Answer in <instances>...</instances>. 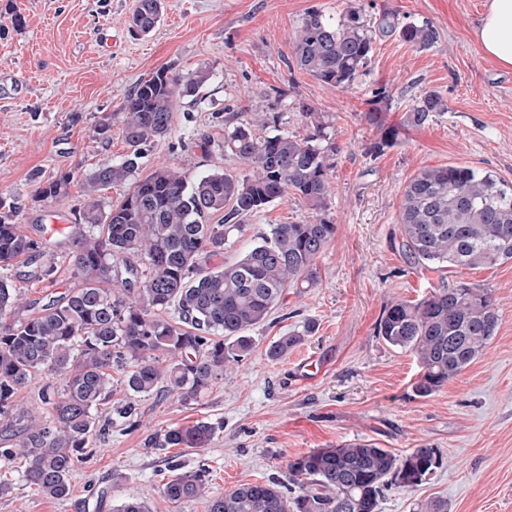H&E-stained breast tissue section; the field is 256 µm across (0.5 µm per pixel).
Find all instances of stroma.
Wrapping results in <instances>:
<instances>
[{"label":"stroma","instance_id":"1","mask_svg":"<svg viewBox=\"0 0 512 512\" xmlns=\"http://www.w3.org/2000/svg\"><path fill=\"white\" fill-rule=\"evenodd\" d=\"M487 0H357L367 20L395 12L438 31L427 49L397 36L378 38L366 69L353 85H326L289 68V39L313 7L333 16L348 0H164L158 27L136 36L128 29L137 0H0V197L14 204L15 220L46 245L54 282L39 280L34 265L15 264L11 280L29 298L79 287L68 253L67 228L82 201V177L121 160L124 104L137 84L162 68L188 74L208 69L200 101L177 103L173 132L148 147L140 175L156 164L178 166L189 179L243 168L224 154L226 133L245 116L278 113L281 132L306 135L295 102L306 99L332 117L334 151L330 216L336 235L318 260L317 287L288 289L268 320L253 332L254 347L196 400L150 396L137 401V427L116 409L126 401L121 384L102 406L112 435L94 441L71 477L70 499L49 500L17 485L0 499V512H113L131 497L150 512H208L205 501L174 504L160 493L172 474L207 464L221 494L240 484L286 479L287 463L318 448L349 441L377 443L396 454L438 449L443 466L408 489L392 487L379 512H418L441 498L448 512H512V261L458 269L450 282L489 289L499 324L492 342L459 376L427 398L412 385L418 364L407 350L385 343L377 323L386 303L425 295L438 274L410 265L399 233L403 191L425 167L468 165L512 181V69L483 56L473 32ZM386 88L387 122H400L415 98L441 94L448 110L422 128L402 131L379 156L365 119L372 92ZM110 123L107 134L96 127ZM74 179L65 196L36 203L33 177ZM310 210L296 196L277 200L244 218L224 258L239 259L268 234L270 225L303 223ZM313 325L308 340L272 361L269 345ZM315 363L308 381L294 369ZM198 420L217 424L208 447H146L150 434Z\"/></svg>","mask_w":512,"mask_h":512}]
</instances>
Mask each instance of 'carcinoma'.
Listing matches in <instances>:
<instances>
[{
    "mask_svg": "<svg viewBox=\"0 0 512 512\" xmlns=\"http://www.w3.org/2000/svg\"><path fill=\"white\" fill-rule=\"evenodd\" d=\"M162 12L163 0H137L130 31L150 34ZM394 34L419 48L437 39L427 21L404 22L386 12L373 25L353 5L336 17L313 7L294 31L288 66L325 84L350 86L368 65L376 37ZM209 78L206 69L187 76L162 69L128 96L127 154L83 179V202L69 236L80 287L36 308L0 276V468L23 461L17 479L46 499H67L89 439L112 434V420L97 419V412L112 396L113 369L125 370L130 400L120 417L128 423L137 416L138 398L194 400L251 352L249 332L268 320L287 289L313 288L319 281L317 260L336 233L328 218L332 146L321 145L328 140L329 118L305 101H297L312 129L304 137L256 134L257 127L278 126L279 116L266 113L257 122H239L224 138V153L246 167L241 176L214 171L190 181L180 168L161 165L135 180L119 203L106 207L100 199L103 187L134 177L146 147L171 134L178 101L196 98ZM388 105V93L379 89L366 112L377 130L368 148L373 157L395 145L401 129L421 128L448 111L442 96L429 91L396 126L383 116ZM71 180L68 173L36 178L34 198L56 199ZM290 194L309 206L306 223L272 224L269 236L239 260L212 263L244 218ZM221 213L223 223H209ZM399 216L403 254L410 264L439 273L441 282L419 300L387 304L377 330L389 345L414 354L420 371L413 391L429 397L474 362L495 335L499 315L489 290L450 284L446 273L512 260V182L466 165L422 168L405 187ZM45 253L44 243L24 233L15 207L0 197V270L17 259L34 263ZM171 308L177 314L172 321L163 316ZM311 333L307 326L279 337L268 359L286 357ZM39 372L51 382L31 408L20 395ZM215 432L214 424L197 421L171 427L150 443L205 448ZM441 466L435 448L396 455L358 440L288 461L286 493L283 482L272 478L213 495L204 464L173 475L160 493L174 503L203 499L208 512H379L386 486L417 487ZM15 480L0 475V498L14 491Z\"/></svg>",
    "mask_w": 512,
    "mask_h": 512,
    "instance_id": "obj_1",
    "label": "carcinoma"
}]
</instances>
